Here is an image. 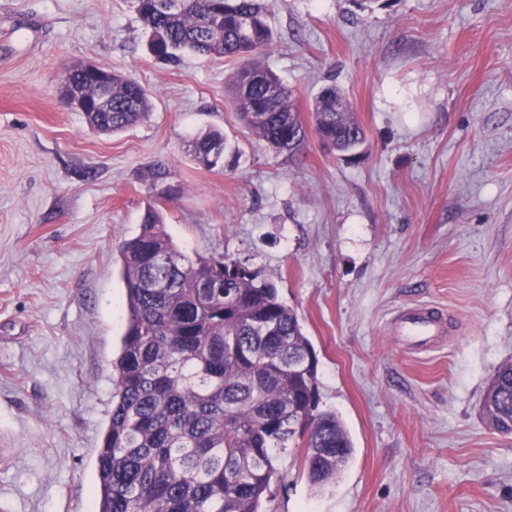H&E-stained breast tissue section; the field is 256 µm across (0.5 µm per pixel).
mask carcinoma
<instances>
[{"label": "carcinoma", "mask_w": 512, "mask_h": 512, "mask_svg": "<svg viewBox=\"0 0 512 512\" xmlns=\"http://www.w3.org/2000/svg\"><path fill=\"white\" fill-rule=\"evenodd\" d=\"M135 7L156 60L177 65L191 53L237 63L228 102L276 153L294 160L313 131L346 159L362 154L365 131L336 84L314 96L310 127L294 91L262 63L275 39L263 0H135ZM102 75L112 81L104 112L94 99ZM62 87L87 104L86 122L98 133L125 131L152 110L144 87L104 67L68 69ZM186 153L213 170L238 149L208 129ZM171 175L163 163L145 172L154 189ZM119 256L127 327L96 452L94 512H261L292 446L304 449L312 485L335 482L353 442L336 412L319 409L316 353L276 284L233 255L195 260L179 250L155 202ZM484 412L494 429L512 434V362L495 370Z\"/></svg>", "instance_id": "cac0c4a2"}]
</instances>
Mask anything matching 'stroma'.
<instances>
[{
  "label": "stroma",
  "mask_w": 512,
  "mask_h": 512,
  "mask_svg": "<svg viewBox=\"0 0 512 512\" xmlns=\"http://www.w3.org/2000/svg\"><path fill=\"white\" fill-rule=\"evenodd\" d=\"M264 58L309 117L333 83L367 141L354 161L310 139L288 161L224 100V59L151 58L133 0H0V512H92L96 451L126 328L119 247L168 164L162 205L193 257L230 254L278 285L318 357L322 408L354 452L310 485L282 456L262 512H512V434L485 390L512 361V0H265ZM136 78L149 119L92 131L61 74ZM217 128L239 158L192 163ZM443 309L430 348L398 339L406 307ZM171 175L172 172L169 166L160 163L150 166L146 170L144 176L147 178V180L150 181L153 189H156L158 186L162 187L163 185L167 184L168 187L172 190V195L170 197L171 201L173 198L179 196L182 192V188L179 184L175 186L168 183V179L171 177Z\"/></svg>",
  "instance_id": "1"
}]
</instances>
